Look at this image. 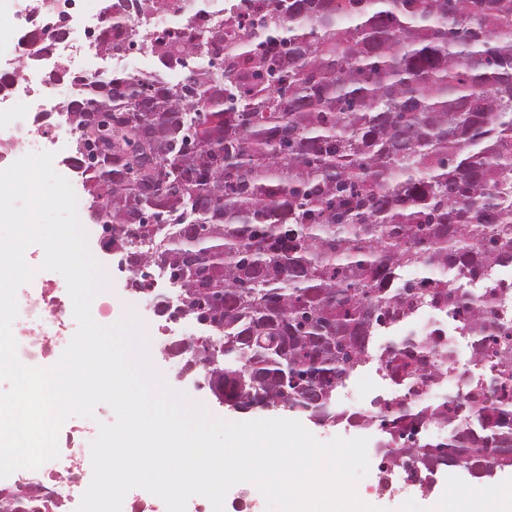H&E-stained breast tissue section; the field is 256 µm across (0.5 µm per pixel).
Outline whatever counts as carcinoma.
Here are the masks:
<instances>
[{
  "label": "carcinoma",
  "mask_w": 512,
  "mask_h": 512,
  "mask_svg": "<svg viewBox=\"0 0 512 512\" xmlns=\"http://www.w3.org/2000/svg\"><path fill=\"white\" fill-rule=\"evenodd\" d=\"M224 19L157 38L173 81L114 73L68 104L70 165L88 216L133 274L162 269L207 322L210 390L320 423L368 361L408 386L355 422L424 488L443 467L477 482L512 470V328L488 270L512 265V0H201ZM100 48L129 50L132 19L178 0H106ZM112 118V145L83 132ZM139 138L154 167L132 173ZM451 309L489 365L462 421L457 396L420 404L449 374L440 336L373 355L381 325ZM431 424L448 434L426 437ZM8 512L55 503L0 488Z\"/></svg>",
  "instance_id": "carcinoma-1"
}]
</instances>
